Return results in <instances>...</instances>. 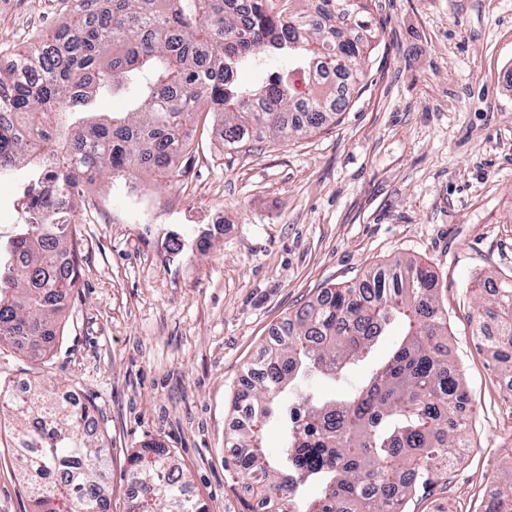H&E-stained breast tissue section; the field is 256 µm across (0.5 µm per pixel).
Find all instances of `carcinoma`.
<instances>
[{
	"mask_svg": "<svg viewBox=\"0 0 512 512\" xmlns=\"http://www.w3.org/2000/svg\"><path fill=\"white\" fill-rule=\"evenodd\" d=\"M56 34L39 36L0 69V180L27 169L29 196L16 232L0 240V345L42 359L59 319L81 288L82 218L57 195L85 197L98 180L139 171L170 177L190 152L201 103L224 114V148L288 140L322 127L348 106L372 46L368 0H306L273 11L271 0H65ZM286 53L288 69L255 90L237 74L263 55ZM305 90L297 92V84ZM129 94L125 112L99 100ZM72 263L57 271V259ZM470 320L481 344L512 377V282L488 278ZM399 322L403 338L369 380L340 400L300 396L288 409L277 460L260 427L300 376L335 381L367 357ZM262 357L246 365L244 416L232 440L234 479L244 497L276 501L280 512H405L468 447L470 399L448 359L447 317L431 269L415 260L369 267L355 285H331L274 326ZM14 460L33 512H109L104 486L110 450L94 439L97 420L58 386L27 384L11 405ZM141 494L132 512H207L187 495L182 470L157 440L129 460ZM320 495L305 501L300 488ZM484 512H512V468L493 482Z\"/></svg>",
	"mask_w": 512,
	"mask_h": 512,
	"instance_id": "obj_1",
	"label": "carcinoma"
}]
</instances>
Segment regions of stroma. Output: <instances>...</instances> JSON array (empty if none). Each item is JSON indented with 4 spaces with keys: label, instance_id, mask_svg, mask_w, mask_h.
<instances>
[{
    "label": "stroma",
    "instance_id": "35a3bbf8",
    "mask_svg": "<svg viewBox=\"0 0 512 512\" xmlns=\"http://www.w3.org/2000/svg\"><path fill=\"white\" fill-rule=\"evenodd\" d=\"M374 49L336 123L228 150L201 115L177 181L148 172L91 189L82 286L46 361L0 348V387L51 380L93 405L111 450L112 512L131 505L129 457L162 441L209 512H245L225 462L242 370L286 314L377 263L429 266L448 312V354L476 416L468 447L407 512H481L512 448V392L472 334L471 286L512 274V0H371ZM61 0H0V58L54 29ZM224 232L199 244L215 212ZM401 339L321 394L363 383ZM0 425V512H32Z\"/></svg>",
    "mask_w": 512,
    "mask_h": 512
}]
</instances>
